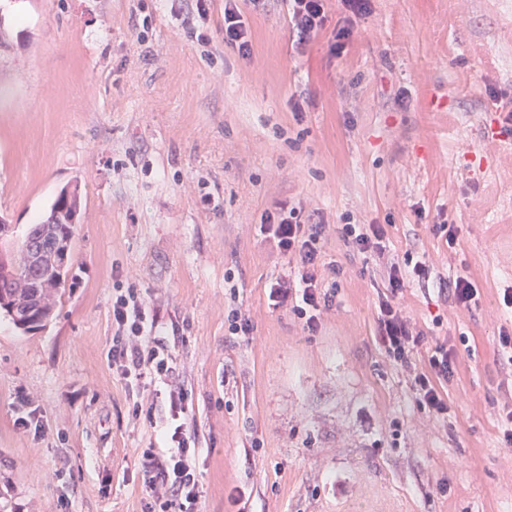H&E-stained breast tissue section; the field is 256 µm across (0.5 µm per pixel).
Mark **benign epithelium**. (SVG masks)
I'll return each instance as SVG.
<instances>
[{"mask_svg": "<svg viewBox=\"0 0 512 512\" xmlns=\"http://www.w3.org/2000/svg\"><path fill=\"white\" fill-rule=\"evenodd\" d=\"M74 185L65 186L59 193L55 204L56 212L69 213L68 222L76 223L79 212L69 211L73 199ZM30 247L25 249L24 255L29 257L31 264L37 266L41 264V258L51 257L55 275L50 277H37L30 281L35 288L34 298L30 299V304H19L13 298L5 293H0V312L11 317L17 328L22 331L34 329L47 321V316L43 315L45 311V301L41 296L43 288H60L65 281L69 279L71 250H62L57 248V244L50 238H29Z\"/></svg>", "mask_w": 512, "mask_h": 512, "instance_id": "benign-epithelium-1", "label": "benign epithelium"}]
</instances>
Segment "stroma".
<instances>
[{
	"label": "stroma",
	"mask_w": 512,
	"mask_h": 512,
	"mask_svg": "<svg viewBox=\"0 0 512 512\" xmlns=\"http://www.w3.org/2000/svg\"><path fill=\"white\" fill-rule=\"evenodd\" d=\"M238 8L247 59L224 0H0V250L20 258L64 186L83 195L53 316L0 315V512H144L140 459L179 393L201 512H512V142L489 137L512 127V0H373L338 56V0L304 43L283 0ZM278 201L326 226L336 297L313 333L268 300L290 270L259 230ZM346 224L426 263L396 302L458 350L448 417L376 346L385 272ZM459 276L471 307L448 296ZM128 286L179 368L148 416L107 359ZM236 1H224V44L233 50L236 49L240 57L247 59L251 52L248 28ZM342 230L344 237L351 238L353 246L359 252H371L376 254L378 258H385L387 253L386 231L382 225L346 224ZM454 303L465 308L471 307L472 302L476 304L478 289L475 284L465 276H459L454 281V287L450 288Z\"/></svg>",
	"instance_id": "stroma-1"
}]
</instances>
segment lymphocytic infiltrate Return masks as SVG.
<instances>
[{"mask_svg": "<svg viewBox=\"0 0 512 512\" xmlns=\"http://www.w3.org/2000/svg\"><path fill=\"white\" fill-rule=\"evenodd\" d=\"M324 2L288 0V22L299 41H308L323 29ZM261 231L280 252L296 262L294 274L277 277L269 283V300L274 307H290L302 320L304 329L317 330L322 310L332 306L336 295L335 289L323 287L318 279L324 224L301 222L299 208L281 201L264 211ZM343 234L351 238L359 252H371L385 260L388 293L378 306L374 330L377 345L395 365L412 371L417 402L436 416H447L450 407L446 389L455 377L457 366L455 347L445 341L427 347L425 366H416L415 355L420 347H426L425 336L394 303L403 288L404 269L387 255L384 227L347 224ZM112 324L115 333L107 357L129 385L145 389L175 377L177 359L167 345L163 323L137 289L128 288L116 295L112 302ZM170 410L171 420L160 434V452L143 453L147 512H198L200 490L194 464L195 437L183 416L182 401H171Z\"/></svg>", "mask_w": 512, "mask_h": 512, "instance_id": "1", "label": "lymphocytic infiltrate"}]
</instances>
